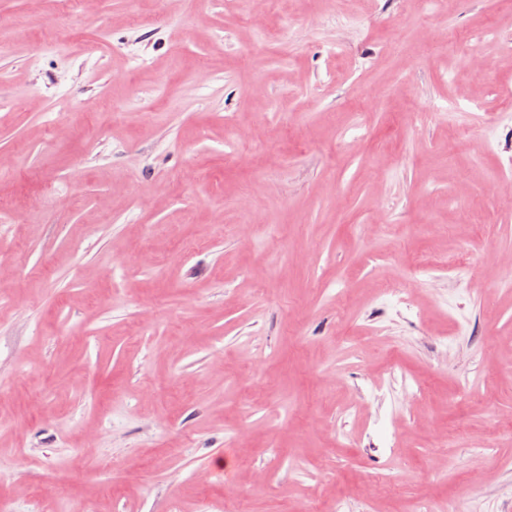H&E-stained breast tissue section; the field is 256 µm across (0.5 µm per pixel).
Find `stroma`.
Returning a JSON list of instances; mask_svg holds the SVG:
<instances>
[{"label": "stroma", "instance_id": "35a3bbf8", "mask_svg": "<svg viewBox=\"0 0 512 512\" xmlns=\"http://www.w3.org/2000/svg\"><path fill=\"white\" fill-rule=\"evenodd\" d=\"M251 12L0 0V501L512 512V0Z\"/></svg>", "mask_w": 512, "mask_h": 512}]
</instances>
